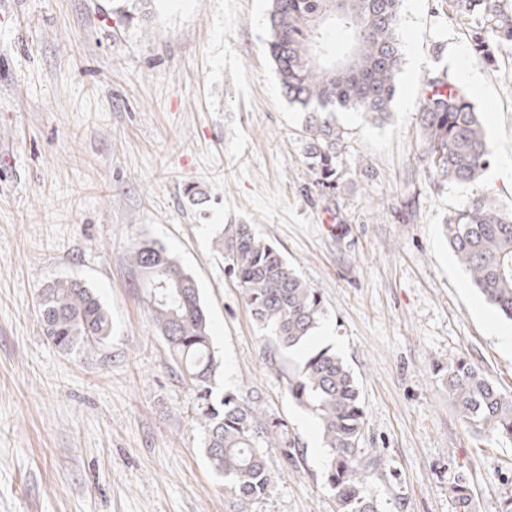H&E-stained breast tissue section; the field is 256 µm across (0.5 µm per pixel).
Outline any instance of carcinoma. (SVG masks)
Here are the masks:
<instances>
[{
  "label": "carcinoma",
  "mask_w": 512,
  "mask_h": 512,
  "mask_svg": "<svg viewBox=\"0 0 512 512\" xmlns=\"http://www.w3.org/2000/svg\"><path fill=\"white\" fill-rule=\"evenodd\" d=\"M400 0H271L267 52L281 94L303 111L304 158L326 189L336 186L344 132L336 113L354 110L383 124L391 117L401 56L397 30ZM449 10L475 24L473 57L486 64L512 48V13L500 0H448ZM420 161L437 184L476 187L493 151L484 118L458 76L431 73L422 83L418 110ZM443 232L468 275L469 285L512 322V210L488 193L475 191L451 211ZM224 261L244 293L253 316L276 347L305 344L324 318L318 292L305 283L283 254L250 224H226L220 238ZM152 317L181 377L196 395L202 449L224 489L245 505L266 494L272 474L262 449L295 443L282 421L260 422L259 397L216 387L220 362L212 345L209 317L196 280L156 242L134 246L128 255ZM45 336L61 352L103 343L112 332L98 294L79 280H59L42 289L39 303ZM448 392L463 424L512 443V398L465 358L445 372ZM288 395L310 411L328 450L327 484L338 512H380L366 490L370 463L361 457L364 407L353 370L323 348L288 367ZM457 512H473L465 481L452 487Z\"/></svg>",
  "instance_id": "cac0c4a2"
}]
</instances>
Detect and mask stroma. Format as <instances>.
I'll list each match as a JSON object with an SVG mask.
<instances>
[{"label":"stroma","instance_id":"obj_1","mask_svg":"<svg viewBox=\"0 0 512 512\" xmlns=\"http://www.w3.org/2000/svg\"><path fill=\"white\" fill-rule=\"evenodd\" d=\"M0 0V512H239L202 451L194 395L152 319L132 246L163 244L192 271L222 360L218 386L262 399L293 457L266 448L267 493L241 512H337L327 450L288 396V365L328 347L356 374L369 495L382 512H473L512 495V444L459 419L441 377L463 357L512 395V348L441 226L472 192L435 186L417 157L427 74L475 72L512 207V49L471 54L446 0H402L389 123L342 112L334 191L304 159L303 114L266 53L270 0ZM251 224L323 299L302 348L275 350L229 277L218 240ZM95 288L103 345L52 346L38 299L51 281Z\"/></svg>","mask_w":512,"mask_h":512}]
</instances>
